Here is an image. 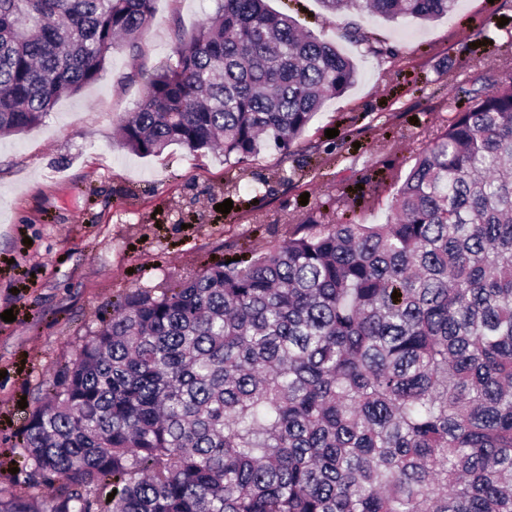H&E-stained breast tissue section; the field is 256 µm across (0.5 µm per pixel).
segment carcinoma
Returning <instances> with one entry per match:
<instances>
[{
    "mask_svg": "<svg viewBox=\"0 0 512 512\" xmlns=\"http://www.w3.org/2000/svg\"><path fill=\"white\" fill-rule=\"evenodd\" d=\"M217 2L147 78L123 147L231 168L286 154L355 82L265 0ZM320 2L431 21L456 0ZM153 4L0 0V134L96 80ZM454 98L387 223L309 214L261 252L120 297L11 449L51 493L0 512H512V79L477 68Z\"/></svg>",
    "mask_w": 512,
    "mask_h": 512,
    "instance_id": "cac0c4a2",
    "label": "carcinoma"
}]
</instances>
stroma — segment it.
Returning a JSON list of instances; mask_svg holds the SVG:
<instances>
[{"instance_id": "obj_1", "label": "stroma", "mask_w": 512, "mask_h": 512, "mask_svg": "<svg viewBox=\"0 0 512 512\" xmlns=\"http://www.w3.org/2000/svg\"><path fill=\"white\" fill-rule=\"evenodd\" d=\"M269 6L357 70L287 161L271 149L229 169L219 152L173 145L142 157L116 140L177 34L213 15L215 0H156L139 39L115 48L94 82L62 95L34 128L0 138V315L15 316L0 319V494L30 490L24 472L11 470L28 415L19 400L44 396L120 296L262 250L309 214L325 224L359 214L386 223L397 175L451 116L452 86L478 64L489 80L512 78V0H457L452 13L426 23L354 11L335 19L319 0ZM357 29L369 44L355 42ZM332 128L338 136L326 138ZM262 180L268 193L258 199L251 188ZM227 199L230 213L217 212Z\"/></svg>"}]
</instances>
